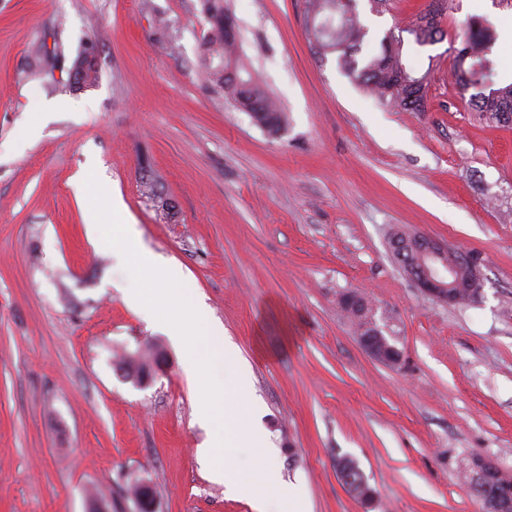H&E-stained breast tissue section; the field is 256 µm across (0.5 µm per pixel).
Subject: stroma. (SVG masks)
Wrapping results in <instances>:
<instances>
[{"mask_svg": "<svg viewBox=\"0 0 512 512\" xmlns=\"http://www.w3.org/2000/svg\"><path fill=\"white\" fill-rule=\"evenodd\" d=\"M428 3L376 14L358 0L364 50ZM228 4L287 116L279 135L202 80L200 0H0V512H87L93 494L135 512L134 478L158 512H253L198 454L215 435L185 344L130 309L124 263L87 229L92 175L247 361L272 463L305 512H483L467 462L512 470V127L473 116L451 46L469 18L495 27L512 8L454 0L444 40L411 55L431 71L425 108L404 112L319 58L303 0ZM55 40L69 61L97 43L94 88L34 71L32 46ZM397 227L479 255L480 296H425L391 252ZM350 291L397 365L360 344L339 307ZM150 343L166 374L118 376L116 355ZM341 456L372 505L338 479Z\"/></svg>", "mask_w": 512, "mask_h": 512, "instance_id": "35a3bbf8", "label": "stroma"}]
</instances>
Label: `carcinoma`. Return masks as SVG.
I'll list each match as a JSON object with an SVG mask.
<instances>
[{
	"label": "carcinoma",
	"mask_w": 512,
	"mask_h": 512,
	"mask_svg": "<svg viewBox=\"0 0 512 512\" xmlns=\"http://www.w3.org/2000/svg\"><path fill=\"white\" fill-rule=\"evenodd\" d=\"M450 2L452 0H432L429 8L417 15L406 29L415 45L423 47L442 40L439 18L449 9ZM202 7L210 23L206 35L208 51L220 59L217 66L206 67V81L222 88L233 106L248 113L255 124L271 134L280 133L286 127L285 113L239 53L237 30L228 25L233 16L226 0H202ZM304 20L308 40L320 58L337 55L345 74L393 108L423 110L429 72H419L404 56L400 38L389 34L382 39L380 52L360 60L355 57L361 52L367 35V29L358 21L357 0H304ZM495 42L490 27L478 20L469 21L460 43L454 47V77L462 87L476 90L471 95L470 105L479 121L509 127L512 125V82L495 86L492 59ZM98 80L99 69L89 63L82 67L75 89L94 87ZM409 238L411 235L398 230L389 241L393 255L405 270L415 265L416 260L413 249H400V244ZM459 258L460 251L448 249V263L455 266L461 282V287L455 289V304L466 305L472 297L470 282L474 274ZM340 306L356 322L359 335L368 336L377 330L371 308L360 295H342ZM163 359V349L152 345L144 351L122 356L118 363L124 378L139 383ZM493 487L502 493L505 512H512V474L498 479Z\"/></svg>",
	"instance_id": "obj_1"
}]
</instances>
